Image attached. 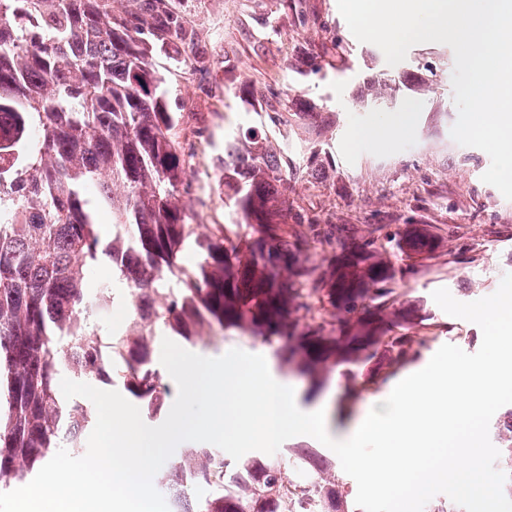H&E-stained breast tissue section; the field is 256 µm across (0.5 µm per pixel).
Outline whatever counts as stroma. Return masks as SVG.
<instances>
[{"label": "stroma", "mask_w": 512, "mask_h": 512, "mask_svg": "<svg viewBox=\"0 0 512 512\" xmlns=\"http://www.w3.org/2000/svg\"><path fill=\"white\" fill-rule=\"evenodd\" d=\"M178 0L176 8L194 41V58L175 68L179 43L156 57L168 88L171 111L183 113L180 137L190 157L184 198L197 224H233L234 201L224 187L218 160L224 134L253 128L266 135L288 161V201L294 209L335 215L358 236L378 228L376 245L399 272L396 288L426 300L431 340L408 372L423 369L435 352L453 344L476 352V324L446 314L432 293L447 288L461 302L493 294L512 273V200L482 181L486 152L457 144L450 131L458 112L448 72L454 52L444 44L419 43L391 66L383 51L359 42L341 16L337 0ZM410 72L408 86L392 104L371 106L374 79ZM413 108L410 133L388 145L365 143L358 133L375 120ZM317 164H308V157ZM429 225L436 248L417 255L397 243L411 225ZM193 350L221 355L231 348L260 354L291 382L298 407L325 406L333 429H347L383 394L387 383L369 386L341 410L344 380L332 373L323 392L306 401L305 378L283 362L281 344L228 331Z\"/></svg>", "instance_id": "stroma-1"}]
</instances>
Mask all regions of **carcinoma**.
Instances as JSON below:
<instances>
[{"mask_svg":"<svg viewBox=\"0 0 512 512\" xmlns=\"http://www.w3.org/2000/svg\"><path fill=\"white\" fill-rule=\"evenodd\" d=\"M113 2L0 0V116L14 136L0 153L16 151L0 165V492L32 480L59 449L81 447L95 424L94 409L64 398V377H115L148 420H161V334L193 343L235 330L282 341L309 399L331 369L345 368L343 409L431 340L411 335L430 319L426 302L390 287L396 270L374 237L359 241L348 224L304 214L288 229V180L260 138L246 155L224 138L236 230L198 232L181 200L183 115L169 109L155 64L167 42L189 45L191 35L170 0H144L136 23ZM101 211L112 218L106 234ZM311 242H338L342 252L311 265ZM398 246L422 254L435 237L415 224ZM104 263L123 294L108 281L91 286ZM124 301L130 317L114 332L97 314ZM495 430L507 438L496 467L512 497V407ZM284 456L232 463L219 448H183L155 482L177 496L178 512H298L306 499L323 512H358L335 460L307 445Z\"/></svg>","mask_w":512,"mask_h":512,"instance_id":"1","label":"carcinoma"}]
</instances>
